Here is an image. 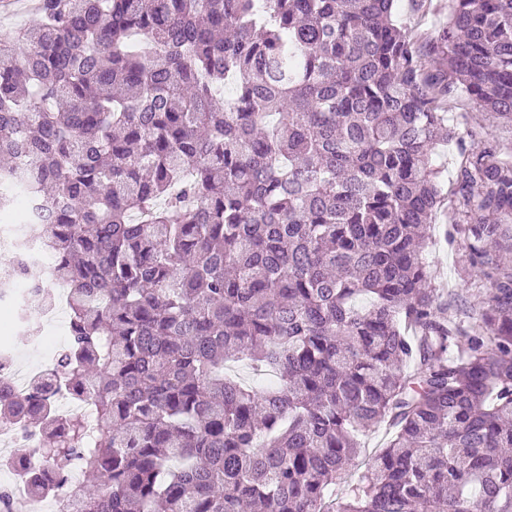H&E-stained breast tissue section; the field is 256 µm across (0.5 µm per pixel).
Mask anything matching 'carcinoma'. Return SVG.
Segmentation results:
<instances>
[{
	"label": "carcinoma",
	"mask_w": 512,
	"mask_h": 512,
	"mask_svg": "<svg viewBox=\"0 0 512 512\" xmlns=\"http://www.w3.org/2000/svg\"><path fill=\"white\" fill-rule=\"evenodd\" d=\"M395 2L38 0L0 44V212L53 205L70 311L52 372L0 396L40 438L30 496L78 466L74 512H512V158L447 112L512 123V0H448L435 37ZM451 142L446 240L495 285L465 326L426 261ZM454 107L448 112V121L457 124L465 136V146L479 150L487 145L498 146L502 151H512V126L495 120L490 112L466 97L455 95ZM458 145L454 142L439 146L433 155V165L441 171V181L446 189H451L456 182L455 155ZM389 436L385 431V426L382 425L378 428L372 429L361 436V451L355 460L351 472L347 476V485L352 487L358 481V477L366 469L367 464L372 461L379 448H384L388 441Z\"/></svg>",
	"instance_id": "1"
}]
</instances>
